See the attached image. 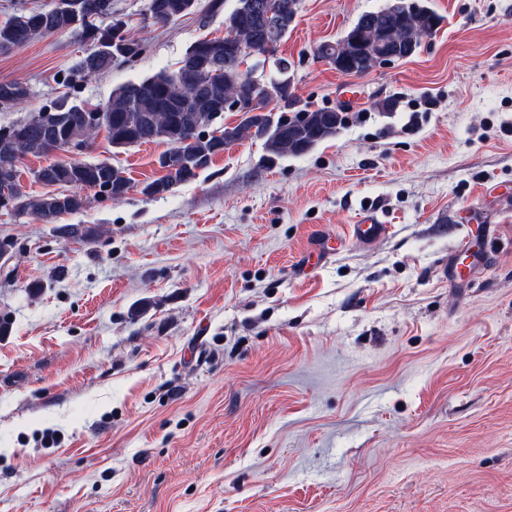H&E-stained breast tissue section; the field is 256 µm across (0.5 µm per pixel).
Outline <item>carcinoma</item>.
I'll return each instance as SVG.
<instances>
[{
  "instance_id": "carcinoma-1",
  "label": "carcinoma",
  "mask_w": 512,
  "mask_h": 512,
  "mask_svg": "<svg viewBox=\"0 0 512 512\" xmlns=\"http://www.w3.org/2000/svg\"><path fill=\"white\" fill-rule=\"evenodd\" d=\"M253 0H235L234 7L224 16L227 32L240 26L254 28L260 37L244 39L243 48L236 51L224 45V39H199L195 41L177 63V68L137 81H128L112 90V96L102 106L60 101L48 109L29 117L21 124L0 130V170L9 167L18 172V163L26 155L45 156L54 145L47 139L46 129L60 126L66 137L83 143L98 130L82 123L85 109L104 112L109 117L106 124L108 140L116 149L128 148L150 142H161L168 150L187 160L198 163L189 169L185 166L165 174L146 185L142 193L153 195L151 188L163 185L162 193L173 187L196 179L203 167L199 163L212 162L224 152V143L235 145L245 140H260L272 157L298 156L314 145L336 134L343 124V116L334 109H314L305 117L284 115L285 107L270 108L274 120L261 114L244 117L235 125L219 121L207 133L194 127V119L203 117L202 123H211L210 114L224 112V94L247 98L252 92L250 71L242 65L253 52L260 51L262 34L275 30V45H280L288 35L300 0H276V9L270 16L256 15L251 8ZM394 3L373 13L362 14L356 22L361 25L373 19L375 32L385 39L397 38L404 47V55H413L427 33L421 27L439 21V17L426 9L417 19L410 17L406 23L401 17L390 14ZM93 0H55L52 8L44 13L20 12L0 24V51L21 48L30 41L50 34L72 33L90 43L92 51L84 59L81 73L87 79L109 67L112 59L124 52L125 42L133 35L121 36L120 23L102 26L98 20L111 14L112 0H103V6L92 7ZM196 0H150L149 12L159 24L166 25L187 14L195 7ZM34 178L47 185L71 188H99L114 201L122 199L130 186L125 172L106 161L96 163H50L34 171ZM14 208L22 213L36 215L41 221L53 224L63 213L75 214L84 209L82 196L65 193H46L30 197L19 191L13 195Z\"/></svg>"
}]
</instances>
